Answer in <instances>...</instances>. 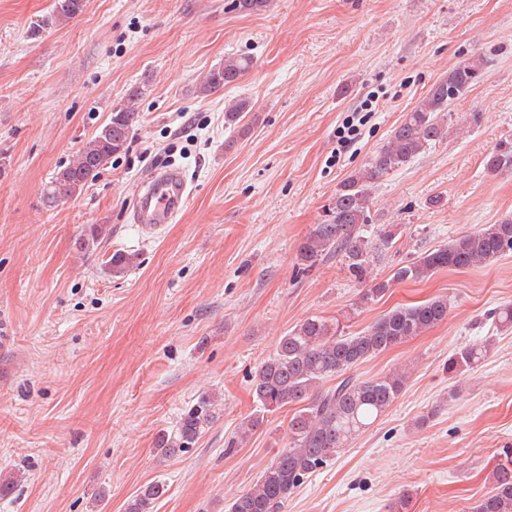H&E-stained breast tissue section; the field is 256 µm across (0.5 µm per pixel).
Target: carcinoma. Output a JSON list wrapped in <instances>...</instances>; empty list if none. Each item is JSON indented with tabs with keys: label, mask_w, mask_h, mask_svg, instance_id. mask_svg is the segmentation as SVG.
<instances>
[{
	"label": "carcinoma",
	"mask_w": 512,
	"mask_h": 512,
	"mask_svg": "<svg viewBox=\"0 0 512 512\" xmlns=\"http://www.w3.org/2000/svg\"><path fill=\"white\" fill-rule=\"evenodd\" d=\"M85 5L86 0H56L55 15L67 20L82 12ZM251 63L247 57L225 58L224 64L210 71L200 83L199 92L209 95L233 84ZM483 66L484 59L479 55L457 63L406 114L385 144L338 185L325 209L326 219L314 225L298 246V260L305 268L339 255L356 281L367 282L380 248L392 244L400 234L396 224H381L375 234L366 233L372 190L384 176L451 136L448 107L468 92ZM148 92V80L132 89L126 101L112 109L109 119L78 150L72 163L52 177L43 193L47 207L53 208L81 193L112 158L127 151L135 122L134 104ZM248 111L250 102L239 99L225 108L224 120L235 125ZM486 165L493 171L511 168L512 141L499 144L488 156ZM509 253L511 216L420 253L388 279L371 281L361 302L374 301L400 282L419 281L443 269L485 264ZM133 266L134 256L122 252L112 254L109 261L114 276L127 273ZM447 316L448 299L439 297L389 310L352 336L338 335V330L317 316L301 321L282 336L275 355L254 372L253 397L265 412H275L287 403L299 404L301 408L288 423V449L262 472L253 488L231 503L229 512H281L288 495L386 412L406 384L407 375L402 370L360 381L350 375L352 368L423 334ZM484 353L483 345L468 344L448 360V371L470 369ZM329 377L336 378V385L324 391L318 389V384ZM211 406L207 397L183 413L176 431L160 435L156 447L166 455L194 447L203 422L211 416ZM262 424L263 418L258 415L241 422L226 447H238ZM491 478L493 490L479 505L478 512H512V445L499 449ZM165 493V484H147L126 503L124 512H153V504Z\"/></svg>",
	"instance_id": "1"
}]
</instances>
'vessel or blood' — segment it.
Returning <instances> with one entry per match:
<instances>
[{"label":"vessel or blood","mask_w":512,"mask_h":512,"mask_svg":"<svg viewBox=\"0 0 512 512\" xmlns=\"http://www.w3.org/2000/svg\"><path fill=\"white\" fill-rule=\"evenodd\" d=\"M186 197L187 184L181 170H155L140 183L134 193L132 219L146 230H155L173 223Z\"/></svg>","instance_id":"vessel-or-blood-1"}]
</instances>
